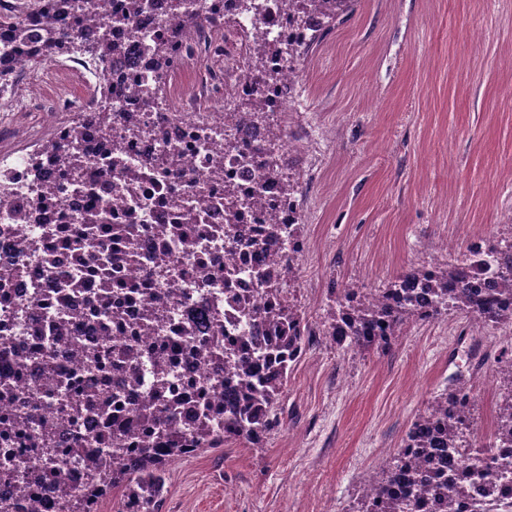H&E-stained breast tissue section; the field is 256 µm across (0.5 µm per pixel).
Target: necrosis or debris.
Returning <instances> with one entry per match:
<instances>
[{"label": "necrosis or debris", "mask_w": 512, "mask_h": 512, "mask_svg": "<svg viewBox=\"0 0 512 512\" xmlns=\"http://www.w3.org/2000/svg\"><path fill=\"white\" fill-rule=\"evenodd\" d=\"M263 11L253 16L237 0H99L96 16H84L63 54L46 61L42 69H25L0 34V131L14 113L27 112L31 101L23 89L52 77L67 75L79 95L58 94L40 116L51 122L57 113L78 123L56 126L53 146L43 145L36 126H29V144L23 151L0 155V354L9 367L0 373V416L24 410L53 427L57 446L98 447V437L109 415L103 407L84 404L72 408V394L63 384H48L42 359L54 353L65 370H73L72 349L103 353L113 335L104 330L99 299L104 283L94 276L105 265L113 278L128 283L150 277L155 298L135 291L113 299L112 309L124 328L137 327L147 301L166 308L155 325L156 336H174L192 326L196 336L213 338L215 330L227 336H261L260 325L245 326L235 306L224 300V275L250 300L265 296L262 284L251 275L253 256L224 248V187L233 185L244 204L236 233L257 239L268 224L301 220L296 200L282 195L276 182L265 178L262 129L244 126L238 104L259 97L266 112L287 115L291 103L286 86H297L296 67L288 58L298 48L297 34L288 25L287 0H261ZM202 19L197 53L203 64L189 83L174 87L172 79L156 77L153 47L158 38L175 39L177 12ZM125 16L112 28L117 46L107 64L90 59L82 42L95 38L101 17ZM229 22L227 31L251 39L262 32L274 45L267 59L280 80L259 92L244 68V53L219 48L224 34L206 26L208 18ZM112 72L116 95L110 110L98 97L101 68ZM238 149H226L227 140ZM67 152L78 159V170L57 177V156ZM190 213L195 217L188 239L156 234L162 224ZM106 216L116 224H134L140 230L134 251L122 246L103 248L95 243L77 248L55 234L65 224L83 231L90 215ZM151 356H144L138 382L105 376L97 387L125 406L140 402L151 391ZM169 395L178 400L173 421L191 432V412L197 393L224 390L211 366L199 352L183 349L173 361ZM26 465H18L19 456ZM45 455L40 446H19L0 441V504L11 512H66L62 500L44 501L39 483ZM30 487L16 499L17 484Z\"/></svg>", "instance_id": "necrosis-or-debris-1"}]
</instances>
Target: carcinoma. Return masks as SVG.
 Returning <instances> with one entry per match:
<instances>
[{
	"mask_svg": "<svg viewBox=\"0 0 512 512\" xmlns=\"http://www.w3.org/2000/svg\"><path fill=\"white\" fill-rule=\"evenodd\" d=\"M316 14L317 24L307 28L301 16H292L290 23L309 29L307 40L301 46V57H306L324 32L352 6V0H304ZM75 15L74 0H46L35 16L23 21L12 15H0V29L8 31L16 45L29 42L30 28L40 31L38 53L25 59V66L53 58L62 52L74 29L64 28L58 21ZM123 23V18L100 23L96 42L85 47V52L101 59L108 52L116 51L109 40L111 25ZM272 52L267 42H249L248 71L259 85L276 79L274 72L266 69V57ZM157 66L167 74L177 64L171 53L170 43L162 41L156 47ZM240 110L264 123L269 141L276 144L279 136L269 122V115L260 111V100L248 99ZM293 169V162L286 154L271 148L265 161L264 175L277 180L290 197L301 193L298 178L285 174ZM224 196L229 200V220L224 225V237L233 247L251 248L263 253L258 240L243 242L232 232L238 214L236 190L224 186ZM488 250L501 256L494 274L501 291L512 292V236ZM473 250L466 248L462 258L442 267L413 266L385 288H344L337 301L338 310L329 323L325 335L337 346L356 351L372 347L384 348L406 329L418 322H427L454 311L467 321L484 329H503L512 325V310L497 306V299L490 296L477 299L465 286L463 274L473 268ZM252 276L268 286V307L264 318L272 322L273 335L262 338L261 343L248 346L243 336H226L224 343L204 342L198 351L207 352L218 364L224 365V374L234 377V383L224 387V402L216 408L208 402H198L201 411L190 446L194 450L217 448L244 440L259 445L272 430L280 425L275 412L288 380V370L310 347L313 332L308 327L304 312L283 287L293 278L292 266L282 267L277 262H262L251 270ZM224 294L229 302L252 321L255 317L251 301L227 284ZM141 353L129 344L117 342L107 350L105 357L85 358V370L95 375L112 365L125 370L135 382ZM171 360H154L156 392L143 398L132 408L133 417L145 426H164L157 435L158 441H147L136 449V457L120 461L114 455L93 453L82 448L73 452L82 458L88 474L85 497L95 504L111 492L118 491L123 504L133 505L138 512H150L163 495L165 471L174 456L182 452L185 440L173 427V407L163 401L165 377L170 371ZM496 379L499 397L493 422L494 439L512 443V355L500 352L486 360ZM473 398L471 381L455 379L452 387L434 397L424 413L412 422L400 448L385 460L383 465L368 471L361 482L357 498V512H419L425 503L432 504L431 512H457L458 504L467 495L470 473L464 466L468 454L482 456L486 446L478 443L471 431ZM53 456L47 457L43 472V487L56 492L63 486V475L53 465ZM508 463L487 466L481 472L487 490L493 492L505 479Z\"/></svg>",
	"mask_w": 512,
	"mask_h": 512,
	"instance_id": "1",
	"label": "carcinoma"
}]
</instances>
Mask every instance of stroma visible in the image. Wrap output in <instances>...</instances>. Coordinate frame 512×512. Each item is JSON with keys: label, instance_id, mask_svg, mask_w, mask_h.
<instances>
[{"label": "stroma", "instance_id": "stroma-1", "mask_svg": "<svg viewBox=\"0 0 512 512\" xmlns=\"http://www.w3.org/2000/svg\"><path fill=\"white\" fill-rule=\"evenodd\" d=\"M300 115L318 176L292 295L316 336L277 404L281 426L171 461L157 512H345L363 473L398 448L472 345L455 316L390 350L342 353L324 331L332 287L381 288L512 224V0H354L305 58ZM473 424L498 400L473 381Z\"/></svg>", "mask_w": 512, "mask_h": 512}]
</instances>
